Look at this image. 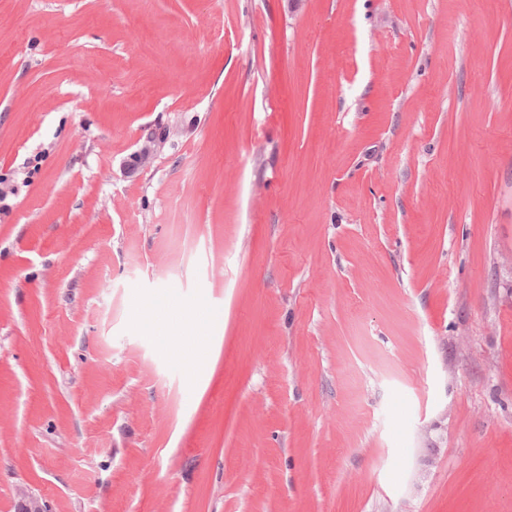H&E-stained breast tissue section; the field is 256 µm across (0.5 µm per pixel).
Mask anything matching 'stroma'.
I'll list each match as a JSON object with an SVG mask.
<instances>
[{
  "label": "stroma",
  "mask_w": 512,
  "mask_h": 512,
  "mask_svg": "<svg viewBox=\"0 0 512 512\" xmlns=\"http://www.w3.org/2000/svg\"><path fill=\"white\" fill-rule=\"evenodd\" d=\"M0 174V512H512V0H0Z\"/></svg>",
  "instance_id": "stroma-1"
}]
</instances>
